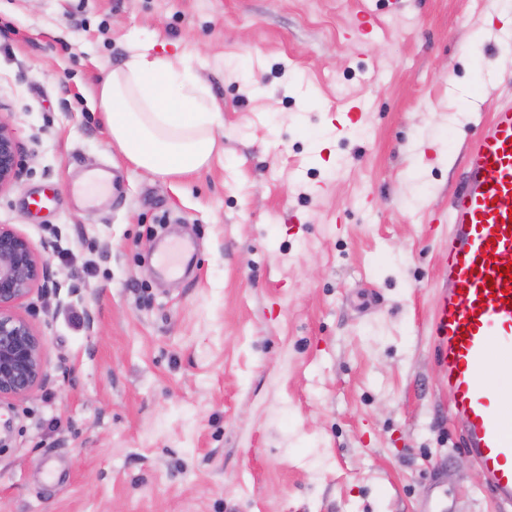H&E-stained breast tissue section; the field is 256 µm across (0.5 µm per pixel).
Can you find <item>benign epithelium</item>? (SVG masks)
Segmentation results:
<instances>
[{"instance_id": "obj_1", "label": "benign epithelium", "mask_w": 512, "mask_h": 512, "mask_svg": "<svg viewBox=\"0 0 512 512\" xmlns=\"http://www.w3.org/2000/svg\"><path fill=\"white\" fill-rule=\"evenodd\" d=\"M22 173V155L10 125L0 119V192ZM57 272L32 243L0 225V399L23 398L49 381L43 342L14 307L36 288L57 287Z\"/></svg>"}]
</instances>
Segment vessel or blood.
Masks as SVG:
<instances>
[{
    "label": "vessel or blood",
    "mask_w": 512,
    "mask_h": 512,
    "mask_svg": "<svg viewBox=\"0 0 512 512\" xmlns=\"http://www.w3.org/2000/svg\"><path fill=\"white\" fill-rule=\"evenodd\" d=\"M439 257L444 285L430 331L463 447L485 475L486 488L512 504V391L494 390L489 362L512 376V103L502 105L470 144L463 185L443 226ZM188 250L171 242L157 250L161 274H178Z\"/></svg>",
    "instance_id": "b4317fda"
}]
</instances>
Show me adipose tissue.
<instances>
[{
  "label": "adipose tissue",
  "instance_id": "adipose-tissue-1",
  "mask_svg": "<svg viewBox=\"0 0 512 512\" xmlns=\"http://www.w3.org/2000/svg\"><path fill=\"white\" fill-rule=\"evenodd\" d=\"M97 96L111 145L147 174L192 173L216 149L218 114L190 66L135 53L101 80Z\"/></svg>",
  "mask_w": 512,
  "mask_h": 512
}]
</instances>
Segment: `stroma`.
Wrapping results in <instances>:
<instances>
[{
  "label": "stroma",
  "instance_id": "35a3bbf8",
  "mask_svg": "<svg viewBox=\"0 0 512 512\" xmlns=\"http://www.w3.org/2000/svg\"><path fill=\"white\" fill-rule=\"evenodd\" d=\"M502 5L0 0V225L59 281L15 308L50 381L0 401V512H503L449 414L426 230L512 102ZM146 48L220 114L193 173L107 146L97 86ZM22 173V155L10 125L0 119V192L12 188ZM189 246L183 242H170L156 250L157 266L163 275H176L180 271L181 260Z\"/></svg>",
  "mask_w": 512,
  "mask_h": 512
}]
</instances>
